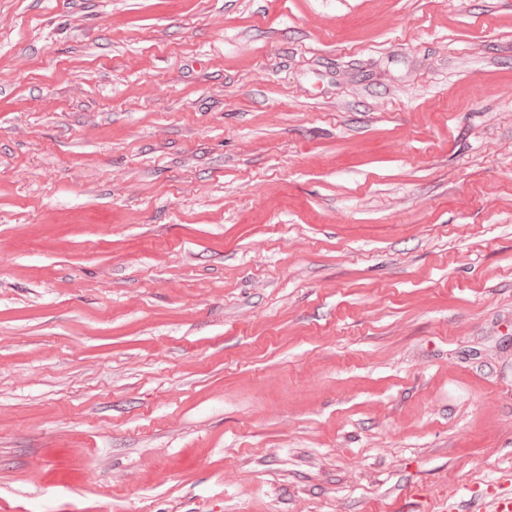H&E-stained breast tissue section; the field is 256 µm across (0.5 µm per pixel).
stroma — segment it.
<instances>
[{
    "label": "stroma",
    "mask_w": 512,
    "mask_h": 512,
    "mask_svg": "<svg viewBox=\"0 0 512 512\" xmlns=\"http://www.w3.org/2000/svg\"><path fill=\"white\" fill-rule=\"evenodd\" d=\"M0 512H448L512 473V0H0Z\"/></svg>",
    "instance_id": "1"
}]
</instances>
